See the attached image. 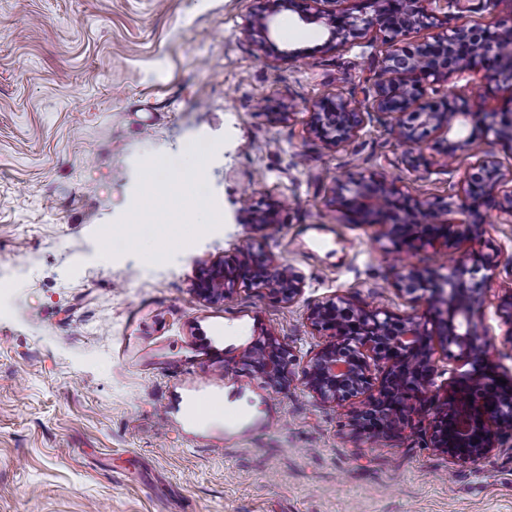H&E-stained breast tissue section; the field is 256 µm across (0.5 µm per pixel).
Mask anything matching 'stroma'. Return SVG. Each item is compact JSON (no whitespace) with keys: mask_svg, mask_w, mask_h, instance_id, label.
<instances>
[{"mask_svg":"<svg viewBox=\"0 0 512 512\" xmlns=\"http://www.w3.org/2000/svg\"><path fill=\"white\" fill-rule=\"evenodd\" d=\"M268 0H0V512H512V437L475 461L429 445L449 381L465 371L443 350L428 405L395 434L366 430L359 401L324 403L303 384L329 341L309 307L339 296L420 317L394 283L404 267L448 274L495 256L477 321L495 373L512 381L511 326L497 313L512 287V223L484 208L485 234L451 250L383 252L385 227L354 224L338 186L387 181L448 200L476 157L512 169V153L469 125L471 154L447 164L445 136L396 139L371 109L388 50L368 32L330 44L297 13L272 39L251 30ZM448 26L512 28V0L459 11ZM304 55L290 60L284 49ZM499 110L512 93L472 67L436 85ZM342 96L367 115L339 148L306 133L312 104ZM208 164L193 175L191 156ZM190 181L182 246L133 223L145 180ZM279 205L259 228L248 210ZM111 252L102 256L101 242ZM272 255L304 279L292 304L241 284L199 297L209 263ZM273 337L295 356L274 390L242 357ZM242 412L234 428L196 421L192 401Z\"/></svg>","mask_w":512,"mask_h":512,"instance_id":"35a3bbf8","label":"stroma"}]
</instances>
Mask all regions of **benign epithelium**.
<instances>
[{
  "mask_svg": "<svg viewBox=\"0 0 512 512\" xmlns=\"http://www.w3.org/2000/svg\"><path fill=\"white\" fill-rule=\"evenodd\" d=\"M344 0H272L271 8L257 16L253 28L270 40L275 16L282 10L298 12L307 23L320 25L327 42L343 43L376 28L389 49L382 59L385 77L376 85L372 107L393 115L398 138L412 143L431 133L449 135L455 129L480 120L494 139L512 151V107L504 112L480 114L467 104L430 101L426 81L438 82L467 70L474 62L491 63L487 78L512 88V31L489 25L463 24L448 28L431 10V0H359L344 8ZM433 34L412 51L403 45L414 31ZM364 113L342 97L312 105L306 131L331 147L356 137ZM472 149L470 137L449 142L448 163ZM478 175L466 179L456 198L442 205L413 199L393 184L360 180L347 188L358 202V214L367 223L388 227L385 236L396 244L402 237L401 213L426 211L433 224L415 244L449 249L483 235L479 211L484 200L498 198L500 212L512 219V172L485 155L475 162ZM240 280L271 289L282 301L296 302L304 292L301 275L273 257L244 253L240 265L228 269L213 262L199 272L196 291L207 300L223 298ZM397 290L414 302H422L434 316L433 328L415 317H399L384 309L357 306L342 297L313 304L307 313L311 327L327 332L333 340L311 357L304 370V387L324 403H343L369 395V403L357 416H383L382 431L393 433L417 413L422 389L435 372L433 340L470 369L446 390L440 416L430 434L433 448L454 461L480 459L501 447L512 436V384L499 385L488 373L492 338L475 320L482 305L479 289L466 284L462 275L443 276L433 270L411 267L397 283ZM293 354L272 337L255 344L245 362L274 390L288 383ZM384 366L379 385H373L371 364Z\"/></svg>",
  "mask_w": 512,
  "mask_h": 512,
  "instance_id": "1",
  "label": "benign epithelium"
}]
</instances>
